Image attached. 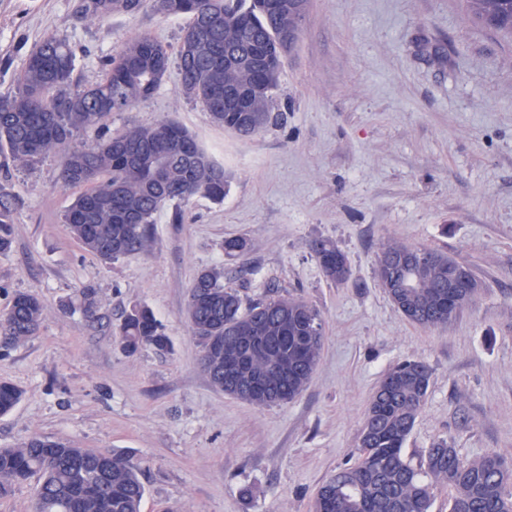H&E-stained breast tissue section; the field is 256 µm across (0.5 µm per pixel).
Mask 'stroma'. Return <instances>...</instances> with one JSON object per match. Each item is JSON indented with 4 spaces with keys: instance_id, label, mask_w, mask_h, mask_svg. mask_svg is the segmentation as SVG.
<instances>
[{
    "instance_id": "35a3bbf8",
    "label": "stroma",
    "mask_w": 512,
    "mask_h": 512,
    "mask_svg": "<svg viewBox=\"0 0 512 512\" xmlns=\"http://www.w3.org/2000/svg\"><path fill=\"white\" fill-rule=\"evenodd\" d=\"M82 4L0 0V95L45 38L66 39L75 77L91 84L130 37L174 50L188 22L151 0L106 19ZM273 107L275 124L239 138L183 95L172 68L150 99L106 118L112 134L175 121L230 175L223 202L193 197L179 222L165 207L151 250L112 262L64 224L81 189L62 183L58 158L0 167L16 199L0 311L19 291L44 307L36 335L0 339V382L22 392L0 416V448L37 435L120 453L145 486L141 512H312L323 482L354 463L382 376L417 360L431 380L406 459L446 439L463 458L512 464V39L474 23L462 0H309ZM235 237L250 249L230 257ZM318 237L347 255L345 283L325 277L309 248ZM388 240L466 265L473 302L444 326L408 321L375 276ZM214 265L244 301L275 284L319 311L318 364L295 400L257 407L211 384L186 307L195 275ZM85 288L92 316L75 305ZM133 302L153 311L167 352L123 351L116 331Z\"/></svg>"
}]
</instances>
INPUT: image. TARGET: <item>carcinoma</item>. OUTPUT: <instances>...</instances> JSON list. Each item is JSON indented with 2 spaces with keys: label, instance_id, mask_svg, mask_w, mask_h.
Returning a JSON list of instances; mask_svg holds the SVG:
<instances>
[{
  "label": "carcinoma",
  "instance_id": "carcinoma-1",
  "mask_svg": "<svg viewBox=\"0 0 512 512\" xmlns=\"http://www.w3.org/2000/svg\"><path fill=\"white\" fill-rule=\"evenodd\" d=\"M308 0H152L155 13L189 16L182 29L177 68L184 96L209 112L213 122L250 138L275 121L271 110L281 61L273 53L283 32L294 40L301 34L297 13ZM141 0H90L83 9L101 19L115 12L139 10ZM467 14L483 27L512 35V0H466ZM250 30L257 48L270 57L259 71L233 56L242 49V30ZM73 50L62 38L49 37L29 52L16 91L0 96V147L21 167L50 154L61 158L60 178L67 185L87 184L64 215L70 234L88 253L112 261L152 246L155 216L165 206L201 195L221 203L229 176L182 126L171 120L133 125L115 136L101 133L88 143L81 135L102 124L113 112L149 99L170 66L169 47L148 35L126 40L105 62L102 79L83 84L74 78ZM251 93L260 121L247 125L239 112L224 110V90ZM166 147L165 180L154 178L151 160ZM15 200L0 186V253L13 245ZM310 249L324 275L335 284L347 281L346 254L329 238H316ZM429 260L411 270L419 282L417 300L435 310L423 327L448 323V255L429 250ZM191 292L202 296L187 315L192 336L203 353L204 370L244 358L247 369L265 376L267 396L252 400L257 407L288 403L300 395L315 371L323 337L310 339L309 325L320 320L308 302L276 287L264 298L244 304L239 293L224 285V267L201 270ZM43 305L28 293L15 294L0 316V336L19 343L41 326ZM247 321L254 334L272 338L268 347L246 351L237 325ZM125 352L145 346L158 351L169 339L153 312L134 302L118 329ZM297 378L281 375L283 363ZM429 368L406 360L391 368L378 383L364 416L355 462L328 478L319 488L314 512H431L437 488L448 489V512H512V471L496 455L462 458L451 443L440 440L427 449L416 466L403 447L429 390ZM16 386L0 383V415L20 401ZM37 481L32 512H141L145 489L137 469L116 452L78 448L68 442L27 438L0 448V497L25 480Z\"/></svg>",
  "mask_w": 512,
  "mask_h": 512
}]
</instances>
